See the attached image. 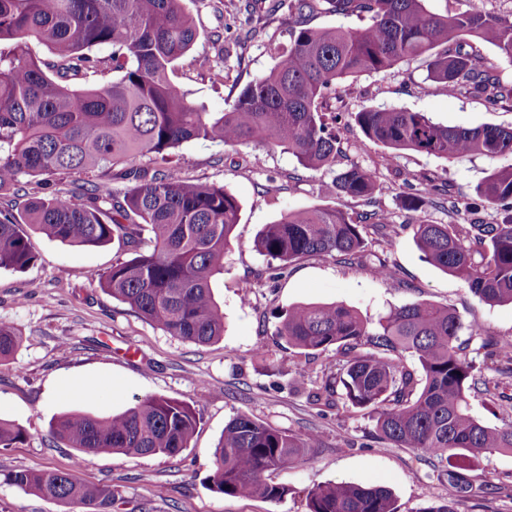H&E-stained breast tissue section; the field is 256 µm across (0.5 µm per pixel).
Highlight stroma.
<instances>
[{"label":"stroma","mask_w":512,"mask_h":512,"mask_svg":"<svg viewBox=\"0 0 512 512\" xmlns=\"http://www.w3.org/2000/svg\"><path fill=\"white\" fill-rule=\"evenodd\" d=\"M270 0H194L189 9L198 31L192 50L178 62L171 80L206 111L221 112L254 78L269 72L293 39L287 10L270 11ZM332 109L344 150L336 167L350 164L375 171L371 201L341 198L331 189L333 170L312 169L279 148L229 147L205 141L183 144L172 154L168 173L176 178L224 186L240 203L232 247L224 257L214 296L224 310L223 338L195 344L144 321L104 293L95 274L125 258L121 242L100 247L71 246L29 231L36 260L21 272L0 270V322L13 324L21 343L10 361L0 363V419L27 433L19 445L0 447V512H80L6 483L4 474L52 467L69 469L75 451L49 435L51 422L69 411L98 416L123 412L148 395L194 404L200 422L180 460L163 455H86L79 470L88 483L112 486L116 512H305L310 488L348 482L389 489L397 512H421L451 497L446 478L407 448L378 439L374 421L345 407L326 408L308 397L322 377L324 359L297 372L294 351L275 334L276 315L293 304L342 303L374 319L391 307L430 301L457 310L480 337L512 340V305L480 302L468 285L421 257L401 193L406 184L424 189L435 180L438 195L427 207L435 224H466L471 217L500 220L492 207L477 215L452 209L450 198H470L494 169L512 159L471 155L443 160L424 153L391 150L366 141L350 115L364 107H393L426 113L448 126L512 127V108H492L483 100L437 94L427 68L415 59L341 83ZM343 207L350 214L384 210L391 215L389 236L368 229L372 253L385 257L396 276L372 277L368 268L323 256L294 262L278 280L268 279V260L253 242L265 225L287 212L309 207ZM81 378L94 395H59L61 383ZM503 397L471 398L474 416L488 426L512 419V377L492 373ZM251 415L293 433L316 432L320 445L310 459L273 471L269 481L286 486L275 503L258 497H231L209 489L212 453L225 425ZM480 496L461 501L460 512H512V499L499 494L512 486V454L480 458L471 472Z\"/></svg>","instance_id":"stroma-1"}]
</instances>
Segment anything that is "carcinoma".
<instances>
[{"instance_id": "cac0c4a2", "label": "carcinoma", "mask_w": 512, "mask_h": 512, "mask_svg": "<svg viewBox=\"0 0 512 512\" xmlns=\"http://www.w3.org/2000/svg\"><path fill=\"white\" fill-rule=\"evenodd\" d=\"M365 20L357 28L313 29L304 19L323 4ZM288 7L298 29L279 63L247 84L228 109L208 112L175 86L170 73L198 33L184 0H0V192L13 191L20 215L0 210V270L32 265L26 227L52 240L97 247L122 241L131 257L95 276L98 286L160 330L197 344L224 335V311L212 283L224 271V256L238 221L239 203L224 187L173 180L139 166L140 156L162 162L192 141L267 149L285 147L310 167L336 165L342 155L334 133L336 112L327 109L336 85L421 58L429 80L453 94L488 106L512 103V85L495 75L483 47L512 63V15L468 9L430 12L425 0H274ZM45 45L54 60L34 58L28 43ZM112 47L99 58L92 50ZM445 46L442 52L436 51ZM118 73L112 80L100 76ZM77 77L93 80L75 89ZM367 141L394 152L412 150L446 160L479 154L512 157V129L445 126L422 112L364 108L352 113ZM100 173L107 178L81 193L57 188L56 176ZM38 178L42 195L24 194V179ZM127 186L112 191L110 181ZM408 225L424 258L464 280L480 301L512 304V164L492 172L464 203L502 213L497 224H433L427 194L407 185ZM335 194L369 201L376 172L351 165L332 180ZM371 211L357 218L341 208L291 211L267 224L254 247L271 262L269 278L305 256L363 261L365 226L386 225ZM152 248L142 251V232ZM480 332L456 311L420 301L391 307L375 320L343 304H299L280 316L276 336L306 358L326 352L336 363L311 392L335 406L345 404L376 422L378 436L428 460L448 479L455 499L420 512H459L457 502L474 494L468 475L485 454L512 453V421L489 427L471 414L469 399L492 395L485 365L460 341ZM18 330L0 322V361L13 356ZM488 356L512 374V343L484 341ZM198 424L193 405L148 396L110 416L72 412L57 418L51 434L78 455L68 470H21L8 483L43 498L111 512L116 492L87 483L78 472L84 454L178 456ZM21 427L0 419V446L24 441ZM314 433L294 434L246 414L224 427L211 460L210 489L232 497L279 502L288 489L267 474L311 455ZM306 512H397L382 487L340 482L314 486Z\"/></svg>"}]
</instances>
